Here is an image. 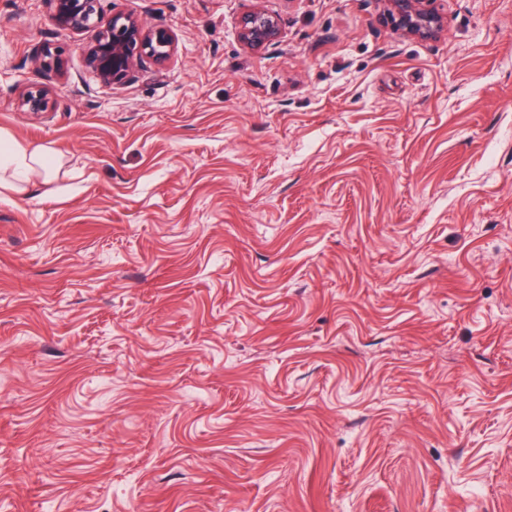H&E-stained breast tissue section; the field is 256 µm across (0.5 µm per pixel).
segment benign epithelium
I'll return each instance as SVG.
<instances>
[{
  "instance_id": "1",
  "label": "benign epithelium",
  "mask_w": 512,
  "mask_h": 512,
  "mask_svg": "<svg viewBox=\"0 0 512 512\" xmlns=\"http://www.w3.org/2000/svg\"><path fill=\"white\" fill-rule=\"evenodd\" d=\"M101 0H44L48 18L59 29L83 31L96 29V36L84 51L85 66L105 85L130 81L136 70L149 58L155 64L166 63L174 52L175 40L170 30H145L128 14L105 15ZM389 3L387 20L403 33L429 37L443 26L437 12L426 8L429 0H386ZM241 40L251 49H261L280 37L277 19L255 8L240 18ZM22 104L30 112H44L48 91L28 90Z\"/></svg>"
}]
</instances>
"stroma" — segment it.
Listing matches in <instances>:
<instances>
[{
	"mask_svg": "<svg viewBox=\"0 0 512 512\" xmlns=\"http://www.w3.org/2000/svg\"><path fill=\"white\" fill-rule=\"evenodd\" d=\"M102 5L173 59L0 0V512H512V0ZM48 18L58 29H96V36L84 51L85 66L105 85L129 82L144 58L163 65L174 52L170 30H144L128 14L106 16L101 0H42ZM431 0H386L389 3L387 20L397 30L411 36L429 37L443 26V19L426 8ZM239 33L241 40L251 49H261L280 37L277 19L266 11L255 8L240 18ZM55 170V159L48 146L0 136V182L2 173L10 172L15 193L26 192L37 181H49Z\"/></svg>",
	"mask_w": 512,
	"mask_h": 512,
	"instance_id": "1",
	"label": "stroma"
}]
</instances>
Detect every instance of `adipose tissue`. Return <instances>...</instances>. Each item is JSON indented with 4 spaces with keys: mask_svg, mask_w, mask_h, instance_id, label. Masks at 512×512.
Returning a JSON list of instances; mask_svg holds the SVG:
<instances>
[{
    "mask_svg": "<svg viewBox=\"0 0 512 512\" xmlns=\"http://www.w3.org/2000/svg\"><path fill=\"white\" fill-rule=\"evenodd\" d=\"M55 170V159L48 146L0 136V173L10 174L15 193L26 192L36 182L49 181Z\"/></svg>",
    "mask_w": 512,
    "mask_h": 512,
    "instance_id": "adipose-tissue-1",
    "label": "adipose tissue"
}]
</instances>
